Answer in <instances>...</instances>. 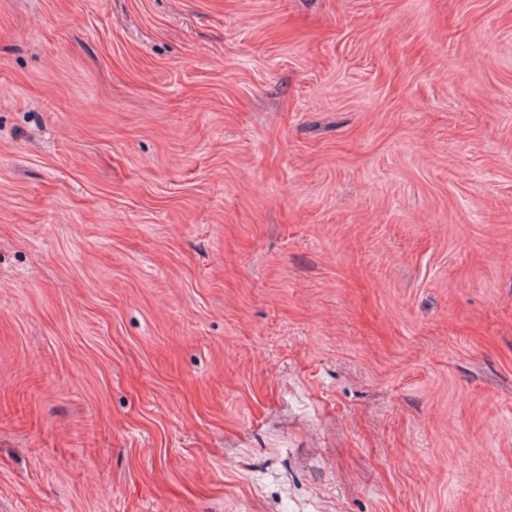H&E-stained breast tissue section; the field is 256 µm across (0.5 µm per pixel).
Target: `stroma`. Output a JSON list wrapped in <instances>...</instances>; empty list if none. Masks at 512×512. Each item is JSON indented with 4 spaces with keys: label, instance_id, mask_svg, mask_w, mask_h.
Masks as SVG:
<instances>
[{
    "label": "stroma",
    "instance_id": "1",
    "mask_svg": "<svg viewBox=\"0 0 512 512\" xmlns=\"http://www.w3.org/2000/svg\"><path fill=\"white\" fill-rule=\"evenodd\" d=\"M0 512H512V0H0Z\"/></svg>",
    "mask_w": 512,
    "mask_h": 512
}]
</instances>
